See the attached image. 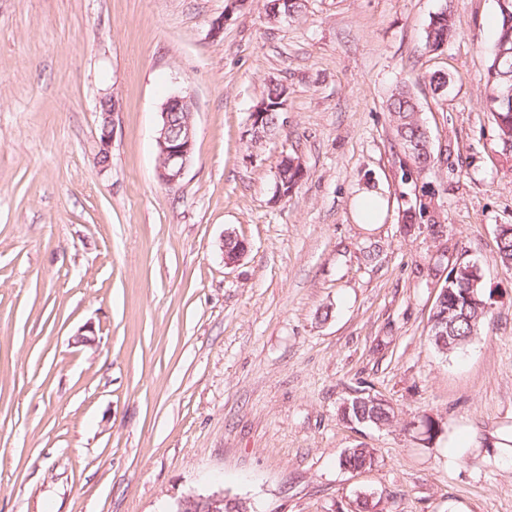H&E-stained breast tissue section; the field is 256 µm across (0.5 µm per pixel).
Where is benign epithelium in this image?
<instances>
[{"mask_svg":"<svg viewBox=\"0 0 512 512\" xmlns=\"http://www.w3.org/2000/svg\"><path fill=\"white\" fill-rule=\"evenodd\" d=\"M101 118V135L97 153L98 164L109 165L111 160L112 122L115 105L112 97H103L98 106ZM194 102L188 93H176L162 105L160 121L155 135V149L158 159L156 176L167 187H175L182 180L192 159L195 146V126L193 122ZM176 112L186 113L184 121L172 124ZM266 112L253 111L249 118V128L245 138H265L273 132L271 125L264 121ZM173 512H224V493L189 494L179 499Z\"/></svg>","mask_w":512,"mask_h":512,"instance_id":"1","label":"benign epithelium"}]
</instances>
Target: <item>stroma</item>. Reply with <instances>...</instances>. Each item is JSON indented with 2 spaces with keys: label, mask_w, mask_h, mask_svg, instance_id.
Segmentation results:
<instances>
[{
  "label": "stroma",
  "mask_w": 512,
  "mask_h": 512,
  "mask_svg": "<svg viewBox=\"0 0 512 512\" xmlns=\"http://www.w3.org/2000/svg\"><path fill=\"white\" fill-rule=\"evenodd\" d=\"M448 3L456 35L426 50ZM497 16V0H305L288 21L263 0H0V512H170L218 490L254 512H353L370 493L383 512H512V159L484 95ZM272 80L284 124L251 150ZM401 86L430 135L424 173L387 110ZM181 91L195 149L168 188L154 139ZM286 153L306 176L277 202ZM366 188L381 223L353 218ZM229 232L247 250L227 267ZM462 261L493 310L453 358L429 317ZM360 394L395 423L343 420ZM358 446L374 466L340 467ZM101 104L103 106H101ZM99 115L101 118V135L99 139V150L97 153L98 164L101 167H107L111 160V145H112V122L113 114L115 112V105L112 97H103L99 101ZM105 158L106 161H102Z\"/></svg>",
  "instance_id": "stroma-1"
}]
</instances>
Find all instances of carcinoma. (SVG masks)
Returning <instances> with one entry per match:
<instances>
[{
	"instance_id": "obj_1",
	"label": "carcinoma",
	"mask_w": 512,
	"mask_h": 512,
	"mask_svg": "<svg viewBox=\"0 0 512 512\" xmlns=\"http://www.w3.org/2000/svg\"><path fill=\"white\" fill-rule=\"evenodd\" d=\"M499 9V27L493 50L487 66L485 83L486 101L498 129L501 154L512 157V97L504 96L512 92V0H497ZM455 34L453 6L445 5L430 20L424 35L425 46L440 48L448 43ZM388 110L395 122L396 137L404 153L412 160L420 171L428 170L434 165L431 142L423 132V125L418 119L419 105L410 90L401 88L390 98ZM301 167H288L279 170L276 184L288 192L298 188L303 180ZM498 259L500 264L512 269V228L503 230L498 236ZM481 277L480 270L473 269L469 263H462L455 271L454 277L448 281L451 288L450 297L441 302L436 316L447 315L449 339L434 346L444 354H455L466 348L469 343L481 334L487 323L488 316L472 308L466 296L467 288L472 281ZM343 418L359 421L363 417L372 425L390 426L394 422L395 413L389 406L370 405L365 402L350 400L349 406L342 410ZM375 453L371 448H351L347 455L339 457L342 467H359L373 464Z\"/></svg>"
}]
</instances>
